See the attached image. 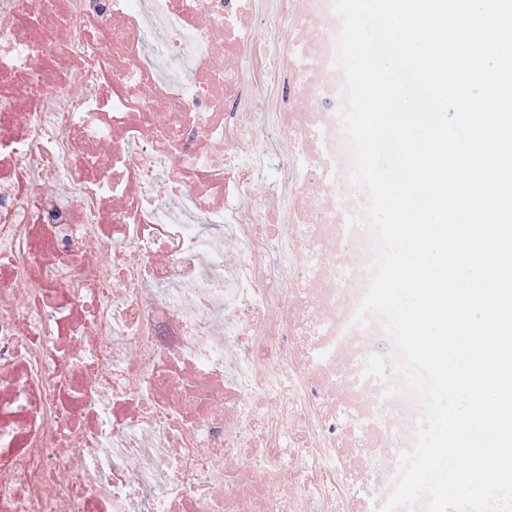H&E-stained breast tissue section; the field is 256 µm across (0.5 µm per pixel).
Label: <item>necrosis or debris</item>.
Masks as SVG:
<instances>
[{"mask_svg": "<svg viewBox=\"0 0 512 512\" xmlns=\"http://www.w3.org/2000/svg\"><path fill=\"white\" fill-rule=\"evenodd\" d=\"M333 2L0 0V512H382Z\"/></svg>", "mask_w": 512, "mask_h": 512, "instance_id": "1", "label": "necrosis or debris"}]
</instances>
